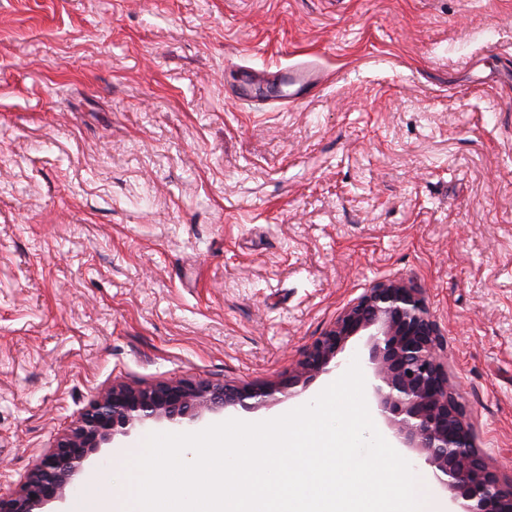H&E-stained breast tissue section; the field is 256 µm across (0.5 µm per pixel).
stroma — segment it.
<instances>
[{
	"label": "stroma",
	"instance_id": "1",
	"mask_svg": "<svg viewBox=\"0 0 512 512\" xmlns=\"http://www.w3.org/2000/svg\"><path fill=\"white\" fill-rule=\"evenodd\" d=\"M387 280L511 482L512 0H0L1 496L113 385L281 380ZM279 81L293 90L288 93L289 102H301L304 96L317 87L314 67L309 63L288 66L278 72Z\"/></svg>",
	"mask_w": 512,
	"mask_h": 512
}]
</instances>
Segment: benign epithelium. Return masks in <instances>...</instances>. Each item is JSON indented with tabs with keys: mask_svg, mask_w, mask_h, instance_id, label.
I'll return each mask as SVG.
<instances>
[{
	"mask_svg": "<svg viewBox=\"0 0 512 512\" xmlns=\"http://www.w3.org/2000/svg\"><path fill=\"white\" fill-rule=\"evenodd\" d=\"M363 334L369 336L367 374L379 415L402 447L416 451L434 478L453 492L456 512H512V484H502L476 448L466 406L450 385L448 358L423 298L417 289L392 280L348 303L286 382L112 387L40 459L15 497L0 498V512H39L64 500L67 486L91 456L137 425L163 420L192 424L205 412L229 406L252 410L280 394L298 396L311 380L340 368L339 355L349 339Z\"/></svg>",
	"mask_w": 512,
	"mask_h": 512,
	"instance_id": "benign-epithelium-1",
	"label": "benign epithelium"
}]
</instances>
